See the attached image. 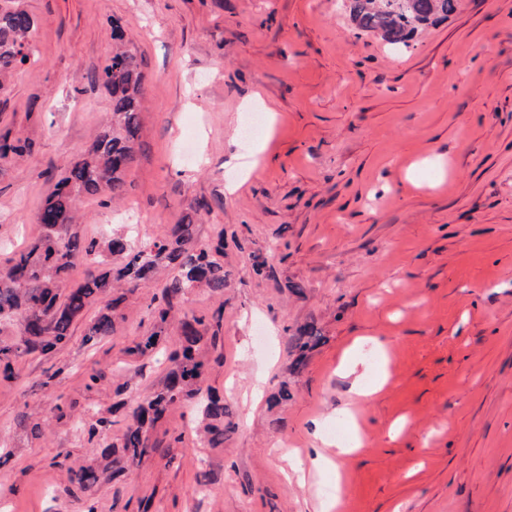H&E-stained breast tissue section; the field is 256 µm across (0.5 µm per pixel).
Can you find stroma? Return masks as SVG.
Segmentation results:
<instances>
[{
	"label": "stroma",
	"mask_w": 512,
	"mask_h": 512,
	"mask_svg": "<svg viewBox=\"0 0 512 512\" xmlns=\"http://www.w3.org/2000/svg\"><path fill=\"white\" fill-rule=\"evenodd\" d=\"M13 4L36 25L29 62L0 86V132L33 151L0 167V262L42 235L57 175L107 123L90 74L121 25L144 74L137 159L112 206L82 198V233L105 243L131 212L140 242L208 202L198 241L223 237L229 277L223 295L193 288L178 308L224 312L202 355L234 430L212 447L195 433L201 406L182 405L151 431L159 451L113 474L102 450L122 423L88 427L169 367L130 354L153 291L126 293L112 336L85 345L87 312L66 346L0 381V512H315L333 477L310 448L357 435L339 512H512V0H457L406 47L357 29L348 0ZM307 325L322 340L298 367L287 342ZM358 337L367 382L389 378L352 421L335 368ZM85 467L98 480L81 490Z\"/></svg>",
	"instance_id": "obj_1"
}]
</instances>
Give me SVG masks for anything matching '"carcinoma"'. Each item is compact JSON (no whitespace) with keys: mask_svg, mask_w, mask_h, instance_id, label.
I'll return each mask as SVG.
<instances>
[{"mask_svg":"<svg viewBox=\"0 0 512 512\" xmlns=\"http://www.w3.org/2000/svg\"><path fill=\"white\" fill-rule=\"evenodd\" d=\"M457 0H349V13L355 26L374 33L393 46H409L418 29L432 25L456 11ZM33 17L24 9L0 12V79L12 75L29 62L27 45L34 29ZM112 37L119 41L104 65L93 75L106 89L112 101V125L96 136L90 148L70 162L44 200L38 220L42 237L28 248L14 253L0 265V326L16 324L20 335L0 338V378L15 375L19 359L39 352L48 354L67 343L74 322L90 307L99 308L88 326L83 342L94 346L111 336L120 317L121 289L132 292L148 288L161 271H166L160 294L152 297L147 317L152 332L144 341L129 348L141 356L153 351L172 323H177L180 347L168 355L172 363L158 389L130 408L124 417L125 429L118 443L122 457L112 460L120 473L157 450L149 432L176 406L200 399L203 413L210 420L205 430L213 446L224 443L233 431L224 426V399L209 392L203 394L205 363L199 356L201 343L209 340L218 348L224 328V310L212 319L178 315L175 302L190 288L204 287L215 295H224L228 274L224 265L210 256V250L198 247V227L192 220L175 224L169 233L142 246L122 234H114L107 251L124 263L114 269L98 267L88 271L81 282L64 287V278L80 258L97 252V244L81 232L82 216L77 201L82 195L98 196L105 206L125 192V172L136 160L135 139L141 126L143 73L137 56L124 45L121 26H112ZM28 140L11 139L0 133V163L10 164L31 152ZM322 336L305 327L289 339L300 365L306 352Z\"/></svg>","mask_w":512,"mask_h":512,"instance_id":"carcinoma-1","label":"carcinoma"}]
</instances>
